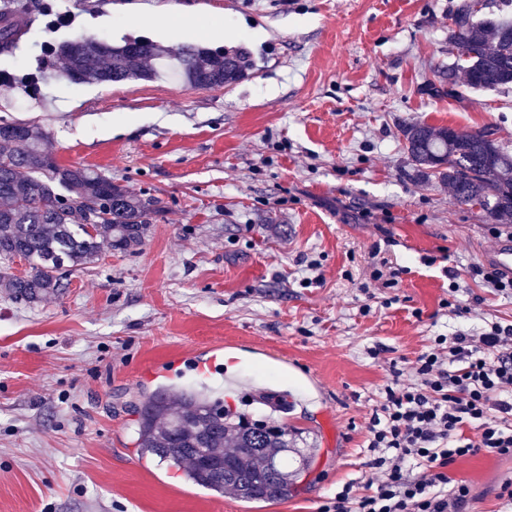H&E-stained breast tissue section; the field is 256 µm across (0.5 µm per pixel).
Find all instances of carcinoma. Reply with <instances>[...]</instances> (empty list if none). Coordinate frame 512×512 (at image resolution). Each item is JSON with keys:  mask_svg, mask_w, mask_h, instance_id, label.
I'll return each mask as SVG.
<instances>
[{"mask_svg": "<svg viewBox=\"0 0 512 512\" xmlns=\"http://www.w3.org/2000/svg\"><path fill=\"white\" fill-rule=\"evenodd\" d=\"M40 16L1 13L0 55L13 56ZM448 20V92L512 86V19L482 18L461 0ZM54 51L61 77L76 85L169 76L190 88L221 87L247 78L253 68L243 46L217 51L145 38L112 45L80 37ZM400 139L420 180L448 184L457 204L479 206L494 223L512 218V154L492 130L408 123ZM89 209L101 214L91 228L85 224ZM162 209L161 201L133 194L92 168L59 164L42 128L0 119V286L15 298L36 303L60 292L63 273L96 264L105 250L136 253ZM17 258L28 263L24 276L8 273ZM135 415L132 442L141 455L215 495L229 490L247 503L285 500L310 465L296 448L302 429L248 411L232 413L224 398L191 388L157 390Z\"/></svg>", "mask_w": 512, "mask_h": 512, "instance_id": "obj_1", "label": "carcinoma"}]
</instances>
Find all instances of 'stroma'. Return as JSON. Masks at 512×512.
Listing matches in <instances>:
<instances>
[{
    "instance_id": "obj_1",
    "label": "stroma",
    "mask_w": 512,
    "mask_h": 512,
    "mask_svg": "<svg viewBox=\"0 0 512 512\" xmlns=\"http://www.w3.org/2000/svg\"><path fill=\"white\" fill-rule=\"evenodd\" d=\"M457 2L0 0L73 17L54 32L34 27L11 60L18 71L55 72L42 42L79 36L242 45L255 60L247 79L224 87L54 76L35 95L0 88V119L40 125L59 163L163 204L136 254L104 253L67 273L58 295L25 304L0 288V512H315L369 474L367 426L390 360H414L438 334L512 323V299L468 273L499 244L491 222L457 206L446 184L418 180L398 138L405 123L488 126L512 149V89L426 90L451 61ZM181 9L206 20L181 32L162 25ZM376 251L406 272L370 294ZM451 269L466 288L465 318L440 306ZM216 346L262 379L231 407L311 432L314 462L285 501L211 495L132 444L140 396L202 383L171 369ZM449 471L473 486V512H498L494 489L512 465L465 457Z\"/></svg>"
}]
</instances>
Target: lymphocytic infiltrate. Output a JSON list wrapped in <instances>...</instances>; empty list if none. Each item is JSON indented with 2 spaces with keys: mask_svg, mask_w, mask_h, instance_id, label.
I'll return each mask as SVG.
<instances>
[{
  "mask_svg": "<svg viewBox=\"0 0 512 512\" xmlns=\"http://www.w3.org/2000/svg\"><path fill=\"white\" fill-rule=\"evenodd\" d=\"M392 376L368 424L371 477L343 485L318 512H467L473 488L449 466L512 460V323L433 337Z\"/></svg>",
  "mask_w": 512,
  "mask_h": 512,
  "instance_id": "1",
  "label": "lymphocytic infiltrate"
}]
</instances>
